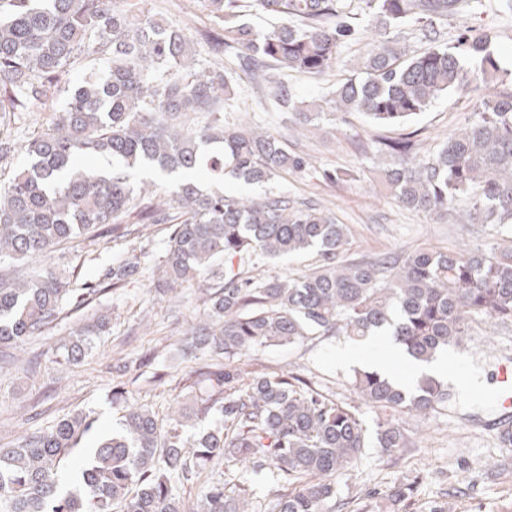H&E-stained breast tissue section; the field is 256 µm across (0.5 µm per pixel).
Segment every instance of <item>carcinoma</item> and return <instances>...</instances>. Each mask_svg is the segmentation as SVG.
Listing matches in <instances>:
<instances>
[{
  "mask_svg": "<svg viewBox=\"0 0 512 512\" xmlns=\"http://www.w3.org/2000/svg\"><path fill=\"white\" fill-rule=\"evenodd\" d=\"M144 0H0V166L23 155L0 184V345L41 335L100 289L74 287L51 268L13 271L63 243L132 234L130 224H167L163 292L199 284L204 320L182 351L224 357L219 371H189L200 386L167 428L147 408L126 407L122 428L99 439L88 458L79 444L97 419L77 412L45 430L0 446V512H185L179 488L228 458L279 487L273 512H347L335 477L367 448L352 407L291 374L253 376L239 389L238 362L255 346L304 342L310 336L361 341L391 334L413 360L428 363L463 342L475 320L512 325V246L437 250L377 258L345 256L347 225L285 193L227 195L196 181L205 171L271 182L309 166L305 154L256 124H230L224 106L235 83L204 45L169 24ZM224 31V50L268 84L272 105L304 126L334 112H358L375 126H399L437 99L471 85L485 90L470 123L428 154L412 134L376 142L381 183L406 210L512 226V72L504 71L492 36L466 26L453 45L437 23L466 17L481 0H199ZM254 11L282 19L260 35ZM365 24L373 33L361 62L330 92L304 100L275 71L325 74L342 45ZM414 25L427 42L408 54L394 33ZM105 69L72 78L82 58ZM51 118L19 143L27 116ZM157 167L181 180L164 190L134 185L128 171ZM314 251L318 263L298 278H244L221 260L264 261ZM138 268L117 257L103 280L117 288ZM108 325L107 316L70 329L56 355L78 364ZM354 393L399 418L376 424V441L392 456L410 445L402 417L422 418L451 401L447 383L423 378L408 391L376 372L356 371ZM213 416L216 425L194 428ZM232 490H227V486ZM253 483L205 484L197 512H254Z\"/></svg>",
  "mask_w": 512,
  "mask_h": 512,
  "instance_id": "obj_1",
  "label": "carcinoma"
}]
</instances>
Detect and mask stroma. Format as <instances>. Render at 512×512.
<instances>
[{"label": "stroma", "mask_w": 512, "mask_h": 512, "mask_svg": "<svg viewBox=\"0 0 512 512\" xmlns=\"http://www.w3.org/2000/svg\"><path fill=\"white\" fill-rule=\"evenodd\" d=\"M148 8L163 13L171 22L188 29L194 38L215 30L201 13L197 0H147ZM469 24L492 32L501 66L512 70V14L500 10L498 0H482ZM370 40L363 33L342 46V66L324 76L289 72L285 81L301 97H323L347 69L363 55ZM224 72L236 81L238 97L224 116L249 112L269 131L287 134L290 147L313 156L315 171L291 174L268 187L225 181L227 192L260 195L284 192L298 200L313 201L330 209L350 229L348 254L374 257L387 252H409L421 245L455 248L466 244L489 249L512 245L511 228L462 224L447 217L429 216L402 209L378 181L366 152L374 142L414 130L424 147L435 146L462 127L476 112L478 91L455 92L437 100L407 127L375 126L359 113L337 114L320 128H302L287 114L272 111L268 90L250 82L233 55L223 57ZM360 170L356 184L323 180L326 169ZM168 234L161 224H141L131 235L117 240L101 238L80 246L63 245L49 258L58 270L74 273L78 282H97L115 254L137 256V273L121 287L99 294L90 311H109L110 328L96 341L93 352L81 364L58 363L55 348L74 324L62 319L42 335L28 339L27 348L37 357L32 370L22 366L0 368V444L15 442L39 428L83 410L97 419L95 434L117 430L121 403L113 402L112 390L124 386L131 401L167 418L178 403L190 396L182 374L214 364L209 351L183 355L181 343L203 312L198 288L186 290L182 302L156 292L159 261ZM395 355L401 371H408V357L392 337L374 336L355 343L343 336L305 340L286 346H257L244 358L255 375L290 373L329 394L332 400L357 407L368 430H375L378 412L360 403L348 380L353 362L345 353ZM448 374L455 379L477 376L479 383L468 394L456 395L448 408L410 424L411 448L398 456H386L376 446L364 453L336 479L339 498L359 502L368 494L383 495L410 487L398 512H512V446L498 438L504 416L495 399L499 386L497 367L512 358V326L471 324L463 344L449 348Z\"/></svg>", "instance_id": "obj_1"}]
</instances>
